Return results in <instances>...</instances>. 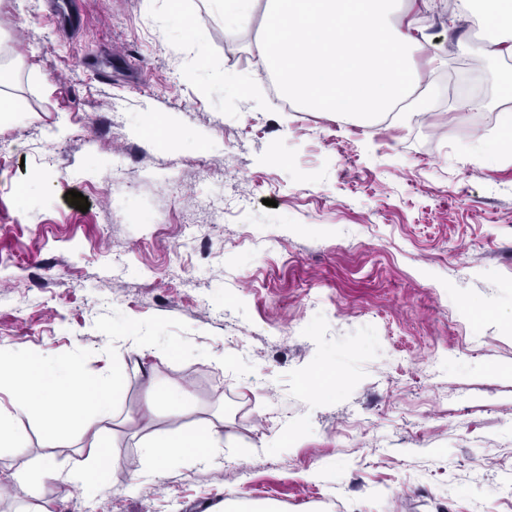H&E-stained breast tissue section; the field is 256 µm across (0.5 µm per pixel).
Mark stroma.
Instances as JSON below:
<instances>
[{"mask_svg":"<svg viewBox=\"0 0 512 512\" xmlns=\"http://www.w3.org/2000/svg\"><path fill=\"white\" fill-rule=\"evenodd\" d=\"M64 35L47 0H0L11 51L0 119V351L188 392L187 413L114 428L99 486L12 476L82 462L78 433L21 418L0 449V512H216L237 495L280 512H512V56L432 0L416 60L423 116L339 119L255 80L248 27L208 0H81ZM439 63H430V55ZM476 65L480 108L451 89ZM41 181H28L30 172ZM75 190L88 211L66 199ZM223 413L218 461L158 476L140 444ZM134 493H127V486Z\"/></svg>","mask_w":512,"mask_h":512,"instance_id":"35a3bbf8","label":"stroma"}]
</instances>
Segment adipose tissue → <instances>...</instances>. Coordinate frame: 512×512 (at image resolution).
Instances as JSON below:
<instances>
[{"mask_svg":"<svg viewBox=\"0 0 512 512\" xmlns=\"http://www.w3.org/2000/svg\"><path fill=\"white\" fill-rule=\"evenodd\" d=\"M411 15L406 30L389 29V0H269L264 31L255 44L258 73H274L288 97L336 116L374 115L389 111L419 77L412 52L424 45L417 37L420 18L415 0H403ZM456 14L490 20L496 45L512 50V0H458ZM124 381L93 377L80 366H51L38 356L19 358L0 351V389L13 393L12 409L0 411V447L25 453L26 435L20 417H36L60 434L77 429L86 437L88 455L78 467L56 468L45 458L36 469L13 476L18 494L36 495L44 481L86 488L102 481L117 460L105 435L115 420L112 395ZM186 392L147 379L144 413L185 410ZM224 422L216 420L176 435H160L144 444L155 471L170 459L187 457L210 464L224 445Z\"/></svg>","mask_w":512,"mask_h":512,"instance_id":"obj_1","label":"adipose tissue"}]
</instances>
